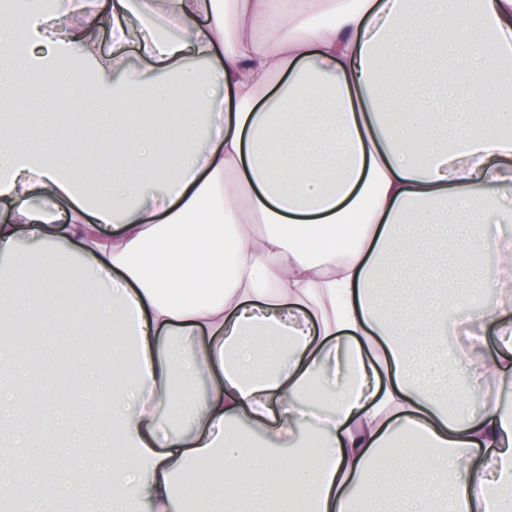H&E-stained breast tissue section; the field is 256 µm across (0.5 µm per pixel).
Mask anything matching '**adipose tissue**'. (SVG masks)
<instances>
[{
    "mask_svg": "<svg viewBox=\"0 0 512 512\" xmlns=\"http://www.w3.org/2000/svg\"><path fill=\"white\" fill-rule=\"evenodd\" d=\"M107 28L116 52L89 37ZM136 44L153 78L129 66ZM331 92L313 96L311 79ZM68 86L61 96L59 86ZM92 89L95 134L75 106ZM36 103L41 121L19 123ZM110 147L111 180L46 154ZM512 185V0H52L0 11V422L24 428L0 488L25 512H364L387 467L398 512H512V410L474 408L477 367L512 383V312L472 309L512 272L491 234ZM263 224V234L252 231ZM433 224L452 262L383 309V268L418 281ZM96 279L88 321L61 289ZM473 330L449 350L448 314ZM108 336L78 401L32 398L19 337ZM189 339L196 396L173 381ZM180 412L188 431L161 425ZM249 423L266 442L241 438ZM306 429L313 450L285 457ZM106 454L84 481L87 448Z\"/></svg>",
    "mask_w": 512,
    "mask_h": 512,
    "instance_id": "ef3b65f1",
    "label": "adipose tissue"
}]
</instances>
